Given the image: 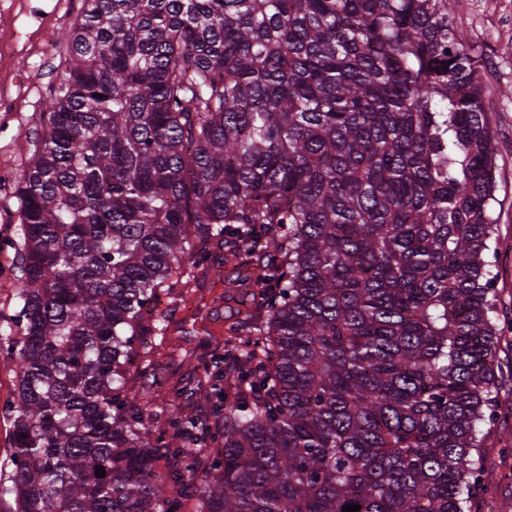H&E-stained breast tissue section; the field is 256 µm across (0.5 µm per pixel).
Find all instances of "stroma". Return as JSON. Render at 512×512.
<instances>
[{
  "instance_id": "obj_1",
  "label": "stroma",
  "mask_w": 512,
  "mask_h": 512,
  "mask_svg": "<svg viewBox=\"0 0 512 512\" xmlns=\"http://www.w3.org/2000/svg\"><path fill=\"white\" fill-rule=\"evenodd\" d=\"M66 3L68 18H75L83 0H15L6 19L8 29L22 35L23 41L12 59L11 69L22 81L15 110L8 123L0 125V171L18 182L42 133L41 119L46 104L58 84L59 56L43 55L27 42L26 34L35 28L37 16ZM449 15L468 41L482 52L486 66L480 72L483 99L496 146L495 176L498 201L491 213L497 225V277L493 297L498 310L501 336L500 362L512 365V0H448ZM18 203L12 191L0 190V336L22 337L24 327L18 317L16 295L19 276L17 249L21 241ZM237 300L225 299L223 289L205 281L195 300L170 303L167 331L152 336V344L195 347L196 359L180 364L178 357H162L146 372L136 374L134 385L153 396L157 403L174 401L181 379L205 382V365L217 341L223 340ZM500 415L489 429L481 449L474 452L477 466L488 478L469 504L470 512H512V375L503 374L496 384Z\"/></svg>"
}]
</instances>
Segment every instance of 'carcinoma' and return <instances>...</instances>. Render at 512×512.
I'll use <instances>...</instances> for the list:
<instances>
[{
    "instance_id": "obj_1",
    "label": "carcinoma",
    "mask_w": 512,
    "mask_h": 512,
    "mask_svg": "<svg viewBox=\"0 0 512 512\" xmlns=\"http://www.w3.org/2000/svg\"><path fill=\"white\" fill-rule=\"evenodd\" d=\"M63 41L14 187L10 512H466L498 416L496 182L448 0H83ZM226 264L246 310L177 391L214 421L154 420L136 337Z\"/></svg>"
}]
</instances>
